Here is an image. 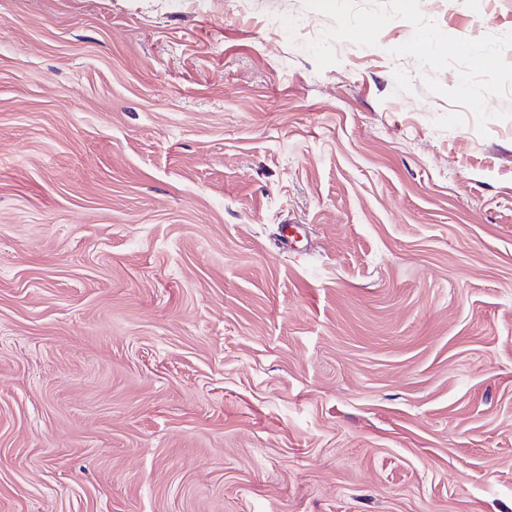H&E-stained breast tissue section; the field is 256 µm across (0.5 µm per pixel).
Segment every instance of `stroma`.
Here are the masks:
<instances>
[{"label": "stroma", "mask_w": 512, "mask_h": 512, "mask_svg": "<svg viewBox=\"0 0 512 512\" xmlns=\"http://www.w3.org/2000/svg\"><path fill=\"white\" fill-rule=\"evenodd\" d=\"M331 25L0 0V512H512V118Z\"/></svg>", "instance_id": "35a3bbf8"}]
</instances>
